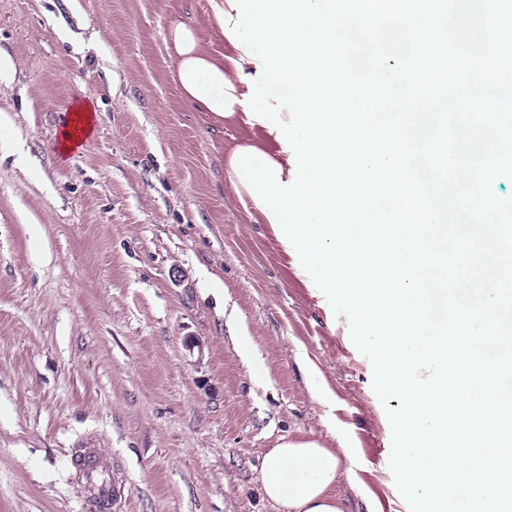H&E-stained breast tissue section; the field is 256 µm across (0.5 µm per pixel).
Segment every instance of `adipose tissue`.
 <instances>
[{
	"label": "adipose tissue",
	"instance_id": "adipose-tissue-1",
	"mask_svg": "<svg viewBox=\"0 0 512 512\" xmlns=\"http://www.w3.org/2000/svg\"><path fill=\"white\" fill-rule=\"evenodd\" d=\"M239 0H209L207 27L181 20L172 21L164 44L174 66L200 59L224 69L225 45L247 55L248 44L237 35L236 11ZM341 465L335 449L302 437L279 438L266 451L260 472L264 496L277 512H344V502L336 490Z\"/></svg>",
	"mask_w": 512,
	"mask_h": 512
}]
</instances>
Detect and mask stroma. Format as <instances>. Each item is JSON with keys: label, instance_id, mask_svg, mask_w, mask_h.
Instances as JSON below:
<instances>
[{"label": "stroma", "instance_id": "stroma-1", "mask_svg": "<svg viewBox=\"0 0 512 512\" xmlns=\"http://www.w3.org/2000/svg\"><path fill=\"white\" fill-rule=\"evenodd\" d=\"M208 0H0V512H276L279 438L336 450L345 512L404 504L373 366L269 225L229 193L253 136L182 100L163 36ZM95 124L68 157L69 106ZM244 324L267 370L238 351ZM84 471L88 480L96 487L100 499L102 500L98 504L100 510H111L112 509V493L111 485L108 480L104 477L103 466L93 452H88L83 457Z\"/></svg>", "mask_w": 512, "mask_h": 512}]
</instances>
